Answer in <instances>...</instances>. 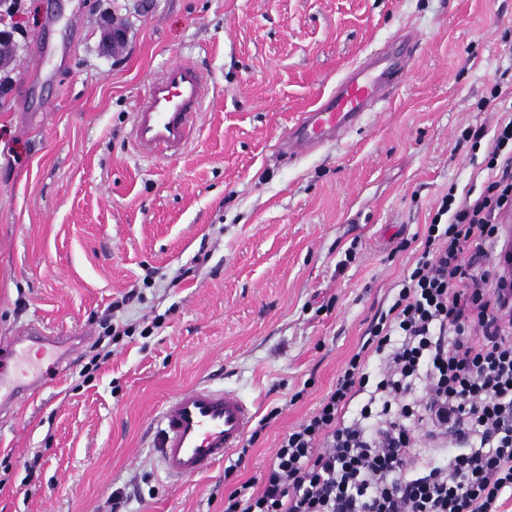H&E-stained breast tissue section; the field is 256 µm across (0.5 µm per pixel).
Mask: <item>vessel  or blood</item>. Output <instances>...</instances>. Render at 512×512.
I'll use <instances>...</instances> for the list:
<instances>
[{"mask_svg": "<svg viewBox=\"0 0 512 512\" xmlns=\"http://www.w3.org/2000/svg\"><path fill=\"white\" fill-rule=\"evenodd\" d=\"M373 64L350 68L313 109L301 113L281 140L285 155L297 159L340 141L354 130L365 110L399 86L404 62L373 56ZM204 73L177 62L148 86L133 114L132 141L144 156L165 159L189 145L206 96ZM253 413L240 396L207 385L168 399L157 418L160 461L173 478L193 477L239 447Z\"/></svg>", "mask_w": 512, "mask_h": 512, "instance_id": "obj_1", "label": "vessel or blood"}]
</instances>
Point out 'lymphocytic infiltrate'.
I'll list each match as a JSON object with an SVG mask.
<instances>
[{
  "label": "lymphocytic infiltrate",
  "instance_id": "f902f5d3",
  "mask_svg": "<svg viewBox=\"0 0 512 512\" xmlns=\"http://www.w3.org/2000/svg\"><path fill=\"white\" fill-rule=\"evenodd\" d=\"M472 138L483 187L443 196L335 387L224 512H499L512 493V285L489 254L512 208V116Z\"/></svg>",
  "mask_w": 512,
  "mask_h": 512
}]
</instances>
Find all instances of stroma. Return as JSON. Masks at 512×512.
<instances>
[{
  "instance_id": "obj_1",
  "label": "stroma",
  "mask_w": 512,
  "mask_h": 512,
  "mask_svg": "<svg viewBox=\"0 0 512 512\" xmlns=\"http://www.w3.org/2000/svg\"><path fill=\"white\" fill-rule=\"evenodd\" d=\"M58 2L24 0L0 93V367L43 380L0 410V512H111L118 490L122 512H224L335 385L442 196L486 179L462 133L493 132L492 89L512 98V0H84L73 31L49 27ZM112 23L126 41L107 55ZM411 33L386 102L282 155L301 112ZM47 39L63 51L43 61ZM177 61L206 74L203 112L182 154L147 159L134 108ZM34 329L84 342L58 370L19 356ZM199 384L272 421L245 458L173 479L155 419Z\"/></svg>"
}]
</instances>
